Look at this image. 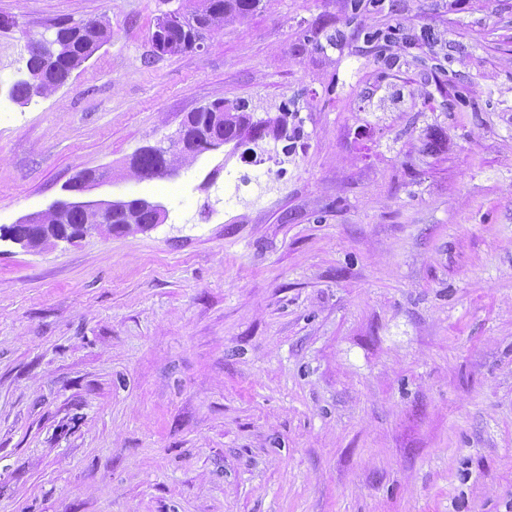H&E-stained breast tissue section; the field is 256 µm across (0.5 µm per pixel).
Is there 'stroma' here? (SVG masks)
<instances>
[{
	"label": "stroma",
	"mask_w": 512,
	"mask_h": 512,
	"mask_svg": "<svg viewBox=\"0 0 512 512\" xmlns=\"http://www.w3.org/2000/svg\"><path fill=\"white\" fill-rule=\"evenodd\" d=\"M165 9L0 0V227L84 170L166 207L0 240V512H512V0H260L158 58ZM61 20L112 39L11 100ZM219 99L300 136L127 169ZM161 146L162 145L160 142V145L144 147V149H142L138 154H136L134 157H131V159L129 161V167L130 168L135 167L136 160L138 159V155H140L141 153H143L145 151L150 150L154 153L162 154L163 157L165 158V155L163 154V150L161 149L163 147H161ZM158 163H159L158 155L144 154L141 156L138 165L133 170L136 172V174L141 179H153V178H155L154 170L157 168Z\"/></svg>",
	"instance_id": "stroma-1"
}]
</instances>
